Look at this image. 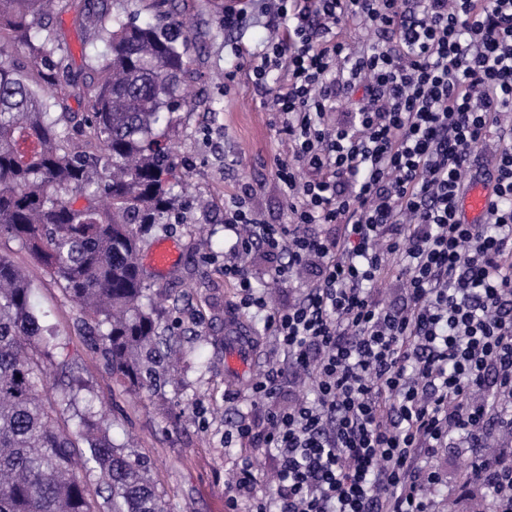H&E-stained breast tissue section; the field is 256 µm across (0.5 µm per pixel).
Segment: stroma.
Here are the masks:
<instances>
[{"mask_svg":"<svg viewBox=\"0 0 512 512\" xmlns=\"http://www.w3.org/2000/svg\"><path fill=\"white\" fill-rule=\"evenodd\" d=\"M196 42L195 74L189 82V104L178 114L172 137L174 160L185 175L184 209L170 221L165 234L179 257L166 273L149 272L152 296L161 308L178 305L175 333L183 350L202 347L207 365L198 369L176 360L162 396L126 395L108 374L99 354L87 344L79 311L36 263L14 243L0 245L34 283L49 322L66 342L68 370H49L46 385L65 380L68 373L88 382L96 401L105 403L114 421L116 442L147 456L170 512H245L246 500L232 501L234 482L245 452L224 445L225 429L241 421L259 422L263 410L251 406L246 391L251 381L271 365V336L254 314L244 321L254 335L246 372L228 378L224 369L226 322L236 315L237 291L220 266L236 242L224 226L229 199L244 188L254 191L253 205L268 224L283 220L285 200L275 177L277 158L284 156L273 114L250 78V67L273 28L271 17L249 10L234 28L224 24L225 0H173ZM73 6L55 11L49 24L57 29L73 55L99 51L103 45L74 22ZM210 141H203V129ZM248 266L264 288L268 306L283 307L297 299L300 286L287 281L268 288L271 264L262 252ZM472 453L457 441L422 456L441 477L432 512H487L489 499L477 483L466 480Z\"/></svg>","mask_w":512,"mask_h":512,"instance_id":"1","label":"stroma"}]
</instances>
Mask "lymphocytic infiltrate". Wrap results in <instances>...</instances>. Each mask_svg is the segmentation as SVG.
<instances>
[{"label": "lymphocytic infiltrate", "mask_w": 512, "mask_h": 512, "mask_svg": "<svg viewBox=\"0 0 512 512\" xmlns=\"http://www.w3.org/2000/svg\"><path fill=\"white\" fill-rule=\"evenodd\" d=\"M285 32L251 67L289 144L276 178L284 221L265 224L249 196L224 222L239 256L224 278L238 306L264 315L289 366L309 372L314 397L282 404L279 369L250 388L263 432L242 422L228 447L276 452L278 512H431L435 470L422 455L457 434L477 455L469 480L490 512H512V466L484 447L492 425L512 430V0H268ZM355 22L379 42L355 50ZM362 89L348 123L330 122L337 98ZM498 205L461 223L462 175L488 132ZM335 224L333 236L309 234ZM262 250L276 281L309 261L314 280L268 309L242 258ZM392 276L401 304L374 289Z\"/></svg>", "instance_id": "lymphocytic-infiltrate-1"}]
</instances>
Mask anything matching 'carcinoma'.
<instances>
[{
	"mask_svg": "<svg viewBox=\"0 0 512 512\" xmlns=\"http://www.w3.org/2000/svg\"><path fill=\"white\" fill-rule=\"evenodd\" d=\"M122 2L78 10L106 47L82 52L91 79L78 115L62 107L72 52L46 21L59 0H0V243L21 245L59 283L118 385L159 395L177 336L140 252L182 198L165 139L186 105L192 37L172 12L142 19ZM64 348L33 283L0 252V512H169L150 463L112 441L109 411L85 384L44 389Z\"/></svg>",
	"mask_w": 512,
	"mask_h": 512,
	"instance_id": "carcinoma-1",
	"label": "carcinoma"
}]
</instances>
